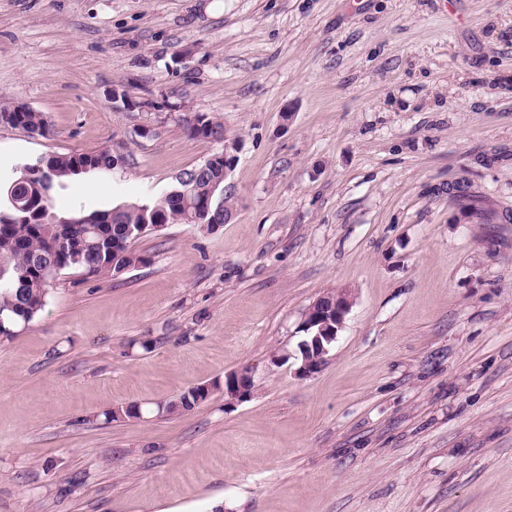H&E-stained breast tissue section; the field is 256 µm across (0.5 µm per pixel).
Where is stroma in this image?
<instances>
[{
    "instance_id": "1",
    "label": "stroma",
    "mask_w": 512,
    "mask_h": 512,
    "mask_svg": "<svg viewBox=\"0 0 512 512\" xmlns=\"http://www.w3.org/2000/svg\"><path fill=\"white\" fill-rule=\"evenodd\" d=\"M13 101L54 134L0 128V170L122 158L62 210L160 197L222 151L185 113L238 151L229 223L62 273L0 338V512H512V0H0ZM345 289L299 376L305 310ZM244 367L252 398L225 401ZM353 302L354 297L349 291L327 293L304 312L302 330L312 335L301 344L302 361L297 369L300 376H311L323 367ZM199 389L185 391L171 399L164 409L166 415H179L193 410L200 403L205 401Z\"/></svg>"
}]
</instances>
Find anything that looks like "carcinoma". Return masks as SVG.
Masks as SVG:
<instances>
[{"label":"carcinoma","instance_id":"carcinoma-1","mask_svg":"<svg viewBox=\"0 0 512 512\" xmlns=\"http://www.w3.org/2000/svg\"><path fill=\"white\" fill-rule=\"evenodd\" d=\"M182 123L191 138L224 139V124L213 115L201 112L195 122L187 115ZM0 126L31 137L53 134L45 113L33 108L19 112L15 103L0 104ZM38 162L41 169L25 164L0 181V186L8 187L26 175L35 186L34 196L28 201L16 202L7 192L0 193V335L5 337L44 311L52 283L62 272L114 276L124 267L147 262L144 254L132 249L146 217L153 215L162 224L221 225L224 213L234 209V201L227 195L205 205L210 181L224 177L222 158L199 175L192 169L185 172L186 188L178 184L150 202L93 211H59L54 198L76 177L114 170L119 157L112 148L54 153L38 158ZM204 401L199 390L191 389L171 399L165 412L183 414Z\"/></svg>","mask_w":512,"mask_h":512}]
</instances>
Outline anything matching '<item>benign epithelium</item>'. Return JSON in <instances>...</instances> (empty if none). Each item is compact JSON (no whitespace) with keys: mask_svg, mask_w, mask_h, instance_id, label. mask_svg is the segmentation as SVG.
<instances>
[{"mask_svg":"<svg viewBox=\"0 0 512 512\" xmlns=\"http://www.w3.org/2000/svg\"><path fill=\"white\" fill-rule=\"evenodd\" d=\"M353 302L354 297L349 291L327 293L317 298L304 312L302 330L310 334V339L301 344L299 375L311 376L323 367L329 348L336 340ZM252 393L250 369L243 368L224 376V396L227 399L240 402L251 398Z\"/></svg>","mask_w":512,"mask_h":512,"instance_id":"1","label":"benign epithelium"}]
</instances>
